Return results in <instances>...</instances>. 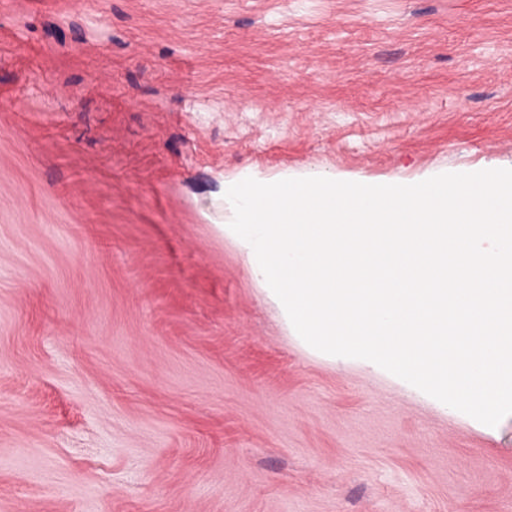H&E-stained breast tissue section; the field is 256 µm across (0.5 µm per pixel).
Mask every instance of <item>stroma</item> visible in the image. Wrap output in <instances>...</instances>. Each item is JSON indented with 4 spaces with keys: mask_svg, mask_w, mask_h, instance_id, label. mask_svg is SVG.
Wrapping results in <instances>:
<instances>
[{
    "mask_svg": "<svg viewBox=\"0 0 512 512\" xmlns=\"http://www.w3.org/2000/svg\"><path fill=\"white\" fill-rule=\"evenodd\" d=\"M500 168L512 0H0V512H512V415L311 355L215 228Z\"/></svg>",
    "mask_w": 512,
    "mask_h": 512,
    "instance_id": "1",
    "label": "stroma"
}]
</instances>
